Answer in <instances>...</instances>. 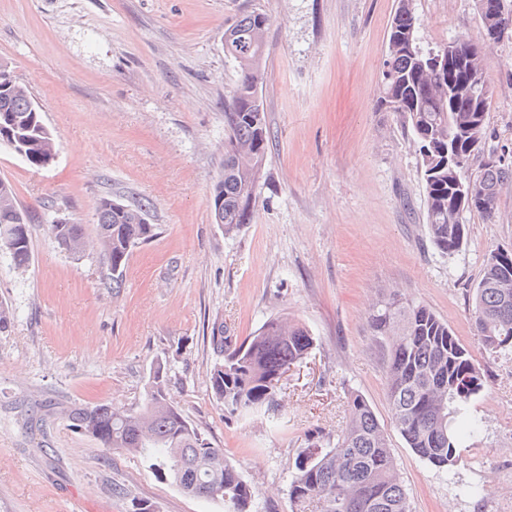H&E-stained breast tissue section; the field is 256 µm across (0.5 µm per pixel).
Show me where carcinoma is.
Segmentation results:
<instances>
[{
	"mask_svg": "<svg viewBox=\"0 0 512 512\" xmlns=\"http://www.w3.org/2000/svg\"><path fill=\"white\" fill-rule=\"evenodd\" d=\"M266 14L250 11L224 30V53L235 60L239 77L224 110V172L214 185L213 223L233 235L251 220L264 177L269 127L258 95L265 78ZM418 18L411 0H397L387 33L382 63L383 81L378 107L400 113L415 137L424 188L428 234L444 256L457 254L466 225L454 207L453 183L474 182L484 203L463 208L486 217L494 215L500 190L512 182V165L497 160L469 172L470 160L485 154L487 106L491 95L472 97L465 89L460 62L473 57L487 61L491 46L460 41L446 71L428 70L430 53L416 42ZM0 147L5 146L34 168H43L56 147L41 111L28 88L0 64ZM144 203L122 204L103 198L97 205L96 236L85 237L81 224H52L58 246L71 255L94 247L106 257L112 287L123 285V272L135 247L158 235ZM26 209L17 204L0 209V251L17 268L31 260L30 236L11 241L17 226L29 229ZM512 260L487 259L473 290L472 319L478 340L490 357L512 352ZM375 335L386 352V388L392 421L423 463L450 472L458 466L463 437L479 436L482 425L469 414L471 401L486 381L481 366L446 322L423 304L393 298L375 306L370 316ZM217 359L209 372L212 397L223 406L224 419L233 420L261 409L275 410L281 389L279 376L305 360L316 339L288 318L268 319L249 339L231 345L224 331L212 333ZM171 378L159 362L150 372L141 408L120 413L107 404L76 407L68 418L74 429L106 448L146 456L151 466L188 494L224 504L226 512H251L254 488L227 460L224 449L189 422L170 401ZM288 489L293 512H410L391 443L369 402L352 392L348 419L334 435L312 433L298 453Z\"/></svg>",
	"mask_w": 512,
	"mask_h": 512,
	"instance_id": "cac0c4a2",
	"label": "carcinoma"
}]
</instances>
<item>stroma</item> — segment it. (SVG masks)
I'll return each instance as SVG.
<instances>
[{
	"mask_svg": "<svg viewBox=\"0 0 512 512\" xmlns=\"http://www.w3.org/2000/svg\"><path fill=\"white\" fill-rule=\"evenodd\" d=\"M397 0H0V63L26 85L57 157L30 167L0 148V178L27 209L32 260L0 253V512H224L183 493L149 461L74 430L76 405L141 404L151 368L170 396L255 487L253 512H291L288 482L308 432L340 429L361 393L385 427L411 512H512V356L486 355L472 293L491 250L512 249V183L493 218L466 212L461 250L430 242L410 130L380 110ZM424 49L481 40L475 0H412ZM269 17L259 98L270 125L266 182L236 235L211 218L224 166V104L237 66L224 31ZM487 145L512 161V37L490 52ZM105 197L149 202L160 233L134 249L113 293L95 253L74 258L59 218L94 235ZM411 300L447 322L485 369L470 406L483 430L449 473L421 463L391 420L373 306ZM287 316L315 337L274 414L228 421L211 396L213 324L242 342ZM473 485L475 497L456 496Z\"/></svg>",
	"mask_w": 512,
	"mask_h": 512,
	"instance_id": "35a3bbf8",
	"label": "stroma"
}]
</instances>
